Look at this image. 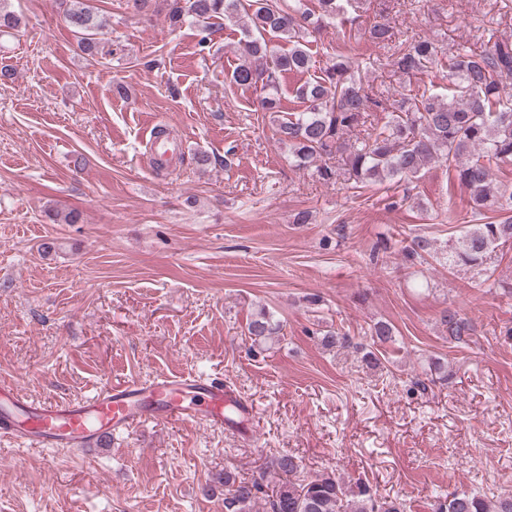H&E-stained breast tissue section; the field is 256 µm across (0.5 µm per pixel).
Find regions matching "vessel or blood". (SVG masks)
<instances>
[{"instance_id": "vessel-or-blood-1", "label": "vessel or blood", "mask_w": 512, "mask_h": 512, "mask_svg": "<svg viewBox=\"0 0 512 512\" xmlns=\"http://www.w3.org/2000/svg\"><path fill=\"white\" fill-rule=\"evenodd\" d=\"M253 409L234 392L198 375L102 384L80 401L25 400L0 382V435L34 448L94 446L103 434L148 421L248 429Z\"/></svg>"}]
</instances>
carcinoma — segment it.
Instances as JSON below:
<instances>
[{"instance_id":"obj_1","label":"carcinoma","mask_w":512,"mask_h":512,"mask_svg":"<svg viewBox=\"0 0 512 512\" xmlns=\"http://www.w3.org/2000/svg\"><path fill=\"white\" fill-rule=\"evenodd\" d=\"M170 26L187 20L207 30L211 19L221 16L232 20L242 15L244 38L237 53L240 63L230 80L249 88L263 82L271 92L260 100V109L270 114L277 141L287 145L298 165L307 167L322 158L345 156V172L327 163L317 166L320 178L336 182L339 177L354 184L409 182L424 165L437 158L454 168L457 182L466 189L472 218L456 242L448 245V265L467 267L482 274L497 249L512 242V219L494 220L488 213H512V184L493 178L491 164L512 161V92L505 81L512 78V41L497 37L490 29L484 39L489 49L477 54L465 45L448 49L442 61V47L427 37H415L394 53L389 64L402 76L412 78L433 65L446 63L448 93L429 95L401 94L396 106L369 96L363 80L352 69L349 56H336L320 73L296 89L305 104L301 112L281 110L279 97L272 93L281 74L305 73L311 67L308 37L330 23L347 25L356 18L361 0H318V10L306 7L304 0H168ZM67 23L81 32L85 50L99 53L100 26L86 0H70L65 13ZM283 35L292 43L286 53L269 46L265 32ZM367 39L385 48L395 41L391 22L377 21L366 30ZM389 111L388 120L370 129L358 144L347 143L349 135L364 126L371 109ZM401 252L411 261L427 262L438 258L435 241L422 235L405 239ZM440 322L448 337L464 343L471 324L461 310L445 308ZM282 324L262 309L248 323L252 346L266 347L280 335ZM372 345H380L393 336L392 326L378 321L370 328ZM276 467L288 475L268 499L267 512H406L398 498H378L368 485L350 486L338 474L324 472L298 480L300 464L285 453L276 459ZM264 475L238 481L224 472V507L227 512H254L263 493ZM434 512H512V494L489 499L484 495L461 492L439 497Z\"/></svg>"}]
</instances>
